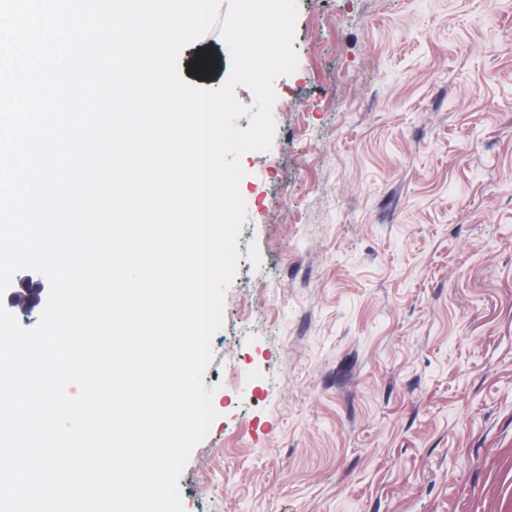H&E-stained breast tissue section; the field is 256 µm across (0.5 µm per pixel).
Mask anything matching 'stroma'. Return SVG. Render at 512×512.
<instances>
[{
  "instance_id": "obj_1",
  "label": "stroma",
  "mask_w": 512,
  "mask_h": 512,
  "mask_svg": "<svg viewBox=\"0 0 512 512\" xmlns=\"http://www.w3.org/2000/svg\"><path fill=\"white\" fill-rule=\"evenodd\" d=\"M297 3L184 512H512V0Z\"/></svg>"
}]
</instances>
